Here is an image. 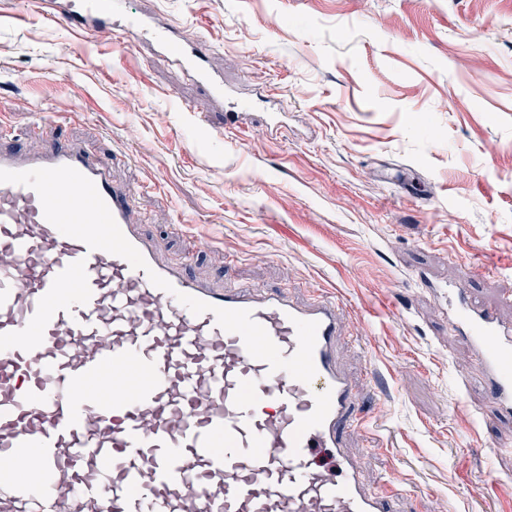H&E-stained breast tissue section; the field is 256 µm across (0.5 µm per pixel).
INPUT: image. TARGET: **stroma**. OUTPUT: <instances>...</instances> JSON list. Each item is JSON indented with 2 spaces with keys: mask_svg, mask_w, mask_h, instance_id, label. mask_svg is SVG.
<instances>
[{
  "mask_svg": "<svg viewBox=\"0 0 512 512\" xmlns=\"http://www.w3.org/2000/svg\"><path fill=\"white\" fill-rule=\"evenodd\" d=\"M203 40L232 103L144 40L86 43L58 0H0V120L21 152L112 159L162 258L344 306L394 512H512V415L488 403L449 286L512 323V0H119ZM49 109L47 137L31 134Z\"/></svg>",
  "mask_w": 512,
  "mask_h": 512,
  "instance_id": "1",
  "label": "stroma"
}]
</instances>
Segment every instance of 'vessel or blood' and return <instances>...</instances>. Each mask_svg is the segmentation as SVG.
Returning a JSON list of instances; mask_svg holds the SVG:
<instances>
[{"label": "vessel or blood", "mask_w": 512, "mask_h": 512, "mask_svg": "<svg viewBox=\"0 0 512 512\" xmlns=\"http://www.w3.org/2000/svg\"><path fill=\"white\" fill-rule=\"evenodd\" d=\"M80 37L147 31L100 0L61 14ZM159 60L180 63L211 96L224 84L202 42L157 32ZM0 123V169L70 166L91 179L148 270L61 234L37 192L0 183V512H392L393 480L366 486L348 431L364 428L359 390L338 357L341 304L294 302L287 289L209 287L165 262L133 216L134 193L108 160L68 143L22 157ZM156 272L174 287L149 280ZM185 293L249 310L283 356L295 320L317 322L316 374L304 383L253 358ZM456 319L486 372L489 402L512 413V327L459 306Z\"/></svg>", "instance_id": "b4317fda"}]
</instances>
